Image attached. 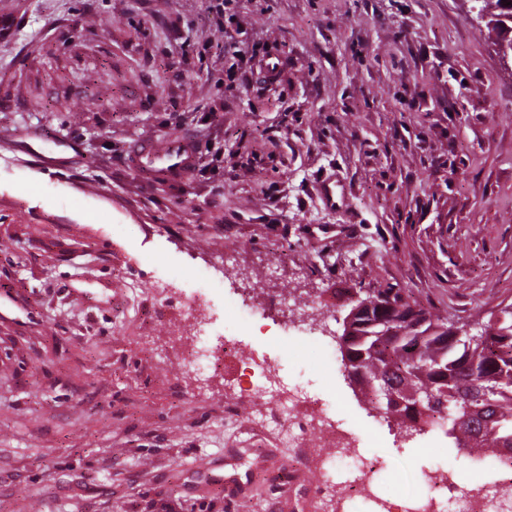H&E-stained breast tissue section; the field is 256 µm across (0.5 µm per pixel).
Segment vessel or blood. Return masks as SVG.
<instances>
[{
  "mask_svg": "<svg viewBox=\"0 0 512 512\" xmlns=\"http://www.w3.org/2000/svg\"><path fill=\"white\" fill-rule=\"evenodd\" d=\"M132 158L140 175L181 178L191 168L193 150L188 139L170 137L135 143L132 147Z\"/></svg>",
  "mask_w": 512,
  "mask_h": 512,
  "instance_id": "vessel-or-blood-1",
  "label": "vessel or blood"
}]
</instances>
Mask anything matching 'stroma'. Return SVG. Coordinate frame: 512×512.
Returning <instances> with one entry per match:
<instances>
[{"mask_svg":"<svg viewBox=\"0 0 512 512\" xmlns=\"http://www.w3.org/2000/svg\"><path fill=\"white\" fill-rule=\"evenodd\" d=\"M469 8L0 0V512H296L266 489L293 449L224 421L233 367L183 360L194 294L218 335L245 288L340 319L397 288L468 327L512 303V72ZM173 135L190 173L137 174ZM242 332L382 459L380 498L495 477L387 427L332 338Z\"/></svg>","mask_w":512,"mask_h":512,"instance_id":"obj_1","label":"stroma"}]
</instances>
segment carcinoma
<instances>
[{
  "mask_svg": "<svg viewBox=\"0 0 512 512\" xmlns=\"http://www.w3.org/2000/svg\"><path fill=\"white\" fill-rule=\"evenodd\" d=\"M358 322L374 321L381 311L414 308L420 328L403 336L377 335L374 328L341 333L348 362L347 379L384 418L401 425L420 420L444 429L454 448L477 458L512 449V304L490 315L483 327L460 339L455 325L387 288L363 298ZM404 384L425 401L380 400L374 385Z\"/></svg>",
  "mask_w": 512,
  "mask_h": 512,
  "instance_id": "1",
  "label": "carcinoma"
}]
</instances>
